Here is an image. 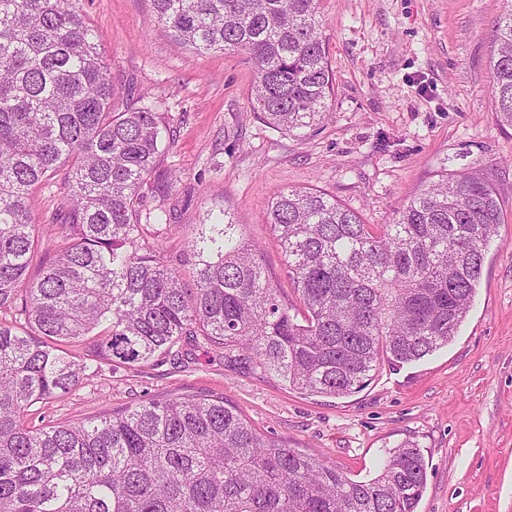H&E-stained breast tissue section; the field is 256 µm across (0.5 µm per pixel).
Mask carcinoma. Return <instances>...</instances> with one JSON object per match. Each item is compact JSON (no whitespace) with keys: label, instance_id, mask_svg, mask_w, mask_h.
Masks as SVG:
<instances>
[{"label":"carcinoma","instance_id":"obj_1","mask_svg":"<svg viewBox=\"0 0 512 512\" xmlns=\"http://www.w3.org/2000/svg\"><path fill=\"white\" fill-rule=\"evenodd\" d=\"M153 22L197 53L245 51L252 110L283 133L320 124L334 77L316 0H151ZM500 121L512 126V11L493 61ZM116 85L77 0H0V512H416L427 484L420 445L386 451L354 481L257 432L218 394L105 407L88 421L30 427L101 362L178 361L224 350L291 389L345 396L382 358L417 361L454 339L485 252L503 223L492 183L442 174L375 232L326 194L287 190L268 210L290 314L261 249L220 209L183 256L155 249L139 189L162 143L158 113L112 111ZM55 184L61 244L30 269L42 225L32 194ZM192 267L193 284L182 278Z\"/></svg>","mask_w":512,"mask_h":512}]
</instances>
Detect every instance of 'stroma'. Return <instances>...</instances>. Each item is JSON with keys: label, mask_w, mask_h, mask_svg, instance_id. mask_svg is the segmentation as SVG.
Instances as JSON below:
<instances>
[{"label": "stroma", "mask_w": 512, "mask_h": 512, "mask_svg": "<svg viewBox=\"0 0 512 512\" xmlns=\"http://www.w3.org/2000/svg\"><path fill=\"white\" fill-rule=\"evenodd\" d=\"M335 79L324 122L280 132L251 109L254 66L244 52L199 55L150 20V0H79L117 84L114 111L152 105L163 151L141 189L148 231L175 256L212 210L256 243L287 303L294 286L267 222L283 190L317 189L377 228L442 173L479 171L504 222L491 243L471 311L448 347L380 363L343 397L293 390L225 364L220 350L179 364L101 363L71 395L30 408L42 427L151 399L222 394L258 432L287 440L349 478L374 477L379 456L416 440L427 463L417 512H512V127L496 113L492 57L512 0H318Z\"/></svg>", "instance_id": "35a3bbf8"}]
</instances>
